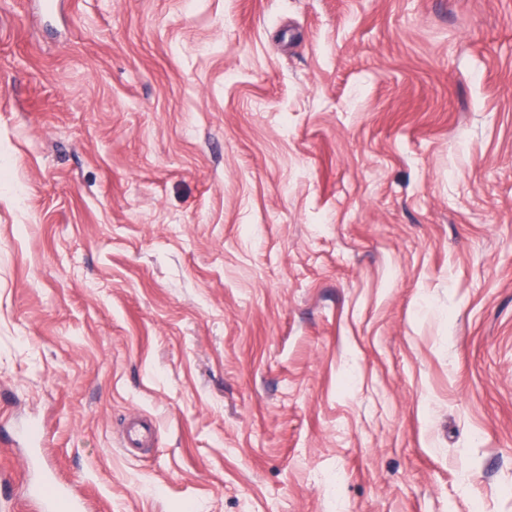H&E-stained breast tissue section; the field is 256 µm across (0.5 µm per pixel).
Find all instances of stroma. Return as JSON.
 <instances>
[{"mask_svg": "<svg viewBox=\"0 0 512 512\" xmlns=\"http://www.w3.org/2000/svg\"><path fill=\"white\" fill-rule=\"evenodd\" d=\"M56 2L0 0V432L90 512H512V0ZM153 422L150 419H139L129 423L123 431L122 441L126 448H142L153 439Z\"/></svg>", "mask_w": 512, "mask_h": 512, "instance_id": "35a3bbf8", "label": "stroma"}]
</instances>
